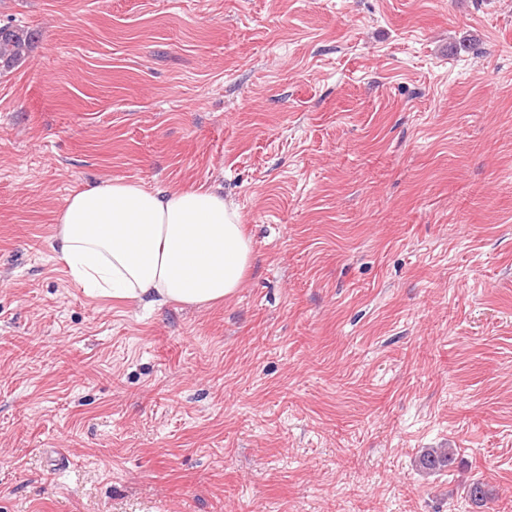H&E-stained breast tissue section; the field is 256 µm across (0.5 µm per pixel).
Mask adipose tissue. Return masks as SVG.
I'll return each instance as SVG.
<instances>
[{
	"mask_svg": "<svg viewBox=\"0 0 512 512\" xmlns=\"http://www.w3.org/2000/svg\"><path fill=\"white\" fill-rule=\"evenodd\" d=\"M52 240L57 261L88 294L149 306L224 300L254 261L237 208L216 187L93 183L66 199Z\"/></svg>",
	"mask_w": 512,
	"mask_h": 512,
	"instance_id": "obj_1",
	"label": "adipose tissue"
}]
</instances>
